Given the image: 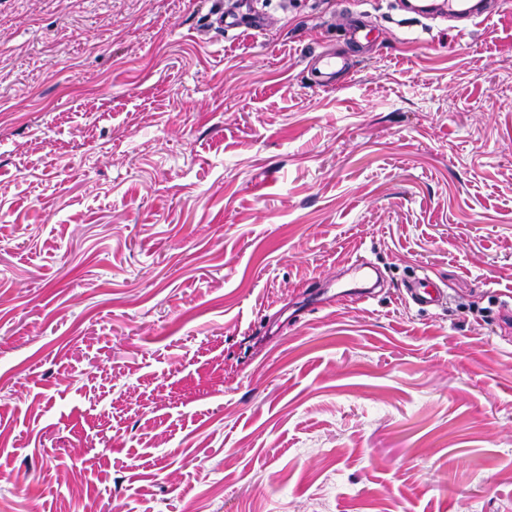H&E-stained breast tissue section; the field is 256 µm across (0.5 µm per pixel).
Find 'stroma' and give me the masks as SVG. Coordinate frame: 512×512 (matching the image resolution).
Masks as SVG:
<instances>
[{"label": "stroma", "instance_id": "stroma-1", "mask_svg": "<svg viewBox=\"0 0 512 512\" xmlns=\"http://www.w3.org/2000/svg\"><path fill=\"white\" fill-rule=\"evenodd\" d=\"M232 2L0 0V512H512V0ZM441 2L443 4V11L441 12L443 15L448 16V18L463 16L468 22L470 21L472 23L479 19H481V21L485 20L496 12L494 5L491 6L493 2L488 1H480L482 2L480 8L466 14H463L464 4L459 0H443ZM364 14L353 16L352 23L348 29L349 43L362 45L363 41L369 44L373 41V25L370 24ZM315 63L321 75L314 84L316 88L334 86L336 77L351 68V62L347 58L336 55L335 52H325L316 57ZM409 300L418 306L437 305L441 299V291L428 278L415 276L405 286Z\"/></svg>", "mask_w": 512, "mask_h": 512}]
</instances>
